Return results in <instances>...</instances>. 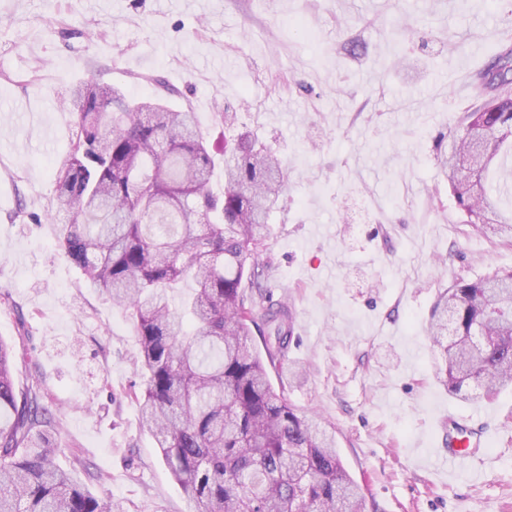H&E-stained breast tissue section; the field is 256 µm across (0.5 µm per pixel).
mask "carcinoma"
I'll list each match as a JSON object with an SVG mask.
<instances>
[{
	"instance_id": "carcinoma-1",
	"label": "carcinoma",
	"mask_w": 512,
	"mask_h": 512,
	"mask_svg": "<svg viewBox=\"0 0 512 512\" xmlns=\"http://www.w3.org/2000/svg\"><path fill=\"white\" fill-rule=\"evenodd\" d=\"M70 148L54 182L57 246L89 284L130 313L143 387L142 427L192 512H364L321 422L270 383L287 358L292 308L243 283L265 277L268 218L285 186L280 160L246 132L224 142V192L208 188L215 158L194 113L160 98L77 87ZM483 141L479 163L458 159ZM466 223L512 237V48L477 77L467 124L435 157ZM200 216L201 223L191 218ZM184 279L193 294L176 299ZM264 330V350L249 344ZM448 393L493 399L512 387V269L441 291L427 327ZM13 347L0 340V512H113L58 462L57 417L39 385L16 390Z\"/></svg>"
}]
</instances>
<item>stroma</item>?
<instances>
[{"label": "stroma", "mask_w": 512, "mask_h": 512, "mask_svg": "<svg viewBox=\"0 0 512 512\" xmlns=\"http://www.w3.org/2000/svg\"><path fill=\"white\" fill-rule=\"evenodd\" d=\"M510 28L512 0H0V339L31 338L37 372L15 385L49 392L59 465L105 471L115 512H190L129 395L128 312L56 245L66 101L94 81L190 109L218 146L216 113H236L280 158L263 287L295 326L270 378L299 371L288 398L334 431L365 512H512V389L449 395L425 333L439 291L512 268V242L473 232L435 161ZM350 37L366 54L341 51ZM451 410L490 441L445 470Z\"/></svg>", "instance_id": "1"}]
</instances>
